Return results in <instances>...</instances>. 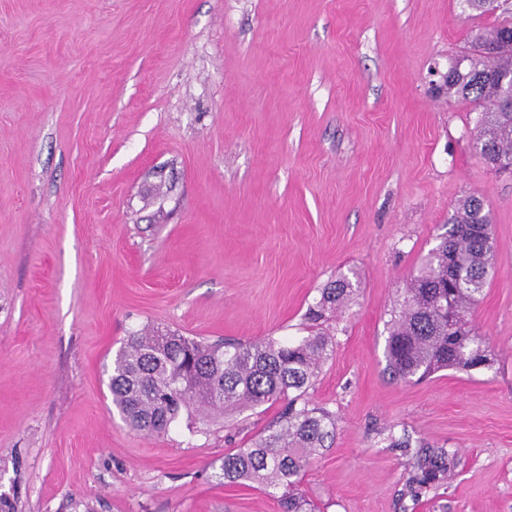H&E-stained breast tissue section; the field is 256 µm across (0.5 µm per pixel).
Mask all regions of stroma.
I'll return each mask as SVG.
<instances>
[{"label": "stroma", "mask_w": 512, "mask_h": 512, "mask_svg": "<svg viewBox=\"0 0 512 512\" xmlns=\"http://www.w3.org/2000/svg\"><path fill=\"white\" fill-rule=\"evenodd\" d=\"M492 15L459 0H0V512H280L220 484L281 404L129 429L109 374L146 326L308 335L360 289L306 397L336 415L301 489L321 512H512V174L431 87ZM468 195L495 273L491 365L392 380L386 323ZM456 466L412 500L411 458ZM356 292L357 289L347 278L328 282L320 289L319 298L308 307L307 319L313 326L321 325L335 317L337 311L347 307L353 301Z\"/></svg>", "instance_id": "35a3bbf8"}]
</instances>
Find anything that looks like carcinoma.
<instances>
[{
  "label": "carcinoma",
  "instance_id": "obj_1",
  "mask_svg": "<svg viewBox=\"0 0 512 512\" xmlns=\"http://www.w3.org/2000/svg\"><path fill=\"white\" fill-rule=\"evenodd\" d=\"M463 2L495 20L472 34L465 78L447 81L445 95L478 112L477 157L493 168L504 161L512 165V15L499 11L498 0ZM493 253L490 211L482 198L467 196L392 311L386 359L393 378L422 381L439 371L491 362L490 343L471 327L469 314L494 270ZM356 292L346 278L328 282L307 310L317 329L294 342L212 344L176 331L135 332L112 363V403L130 429L166 433L192 406L208 415L284 402L280 416L248 447L224 452L219 478L227 486L262 491L284 512H320L300 485L305 469L335 437L336 415L305 395L334 351L335 337L319 325L347 307ZM454 465L455 453L446 448H419L408 478L412 499L443 483Z\"/></svg>",
  "mask_w": 512,
  "mask_h": 512
}]
</instances>
